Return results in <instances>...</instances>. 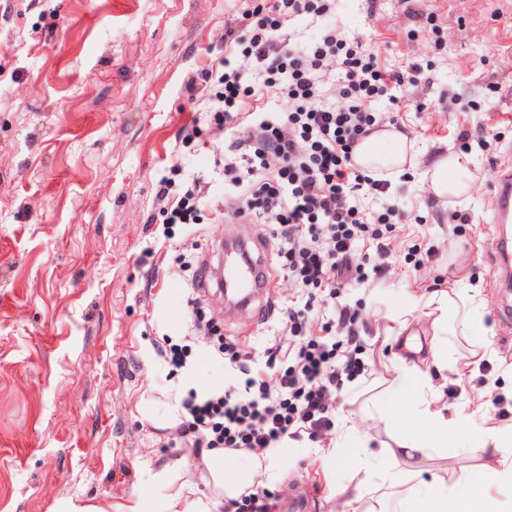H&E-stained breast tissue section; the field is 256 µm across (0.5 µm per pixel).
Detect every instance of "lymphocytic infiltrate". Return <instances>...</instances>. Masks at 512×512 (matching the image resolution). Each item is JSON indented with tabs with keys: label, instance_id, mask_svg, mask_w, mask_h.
<instances>
[{
	"label": "lymphocytic infiltrate",
	"instance_id": "f902f5d3",
	"mask_svg": "<svg viewBox=\"0 0 512 512\" xmlns=\"http://www.w3.org/2000/svg\"><path fill=\"white\" fill-rule=\"evenodd\" d=\"M335 0H263L226 26V54L209 79L216 89L207 110L216 129L230 136L224 167L222 216L260 218L271 227L281 268L300 299L280 321L284 344L264 351V370L252 352L201 326L197 344L223 361V390L188 389L180 401V427L188 447L263 458L284 441L319 443L336 427L345 385L368 377L362 355L365 320L347 299L353 286H382L388 235L396 209L369 218L356 203L365 194L390 195L385 171L368 175L356 160L359 142L378 132L368 104L403 74L386 75L359 45L335 26L302 45L285 33L300 16L325 17ZM343 67L340 99L327 101L331 60ZM264 73L262 85L245 84L246 71ZM288 97L287 111L273 106ZM162 234L198 237L199 213L208 204L199 183L162 178L157 192ZM374 247L380 263H355L358 249Z\"/></svg>",
	"mask_w": 512,
	"mask_h": 512
}]
</instances>
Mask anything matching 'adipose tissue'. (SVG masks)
<instances>
[{
	"label": "adipose tissue",
	"mask_w": 512,
	"mask_h": 512,
	"mask_svg": "<svg viewBox=\"0 0 512 512\" xmlns=\"http://www.w3.org/2000/svg\"><path fill=\"white\" fill-rule=\"evenodd\" d=\"M417 153L414 145L400 133L388 130L372 135L366 139L359 152V161L363 167L381 166L394 169L402 166H414ZM468 159L463 155L439 158L427 171L426 179L430 191L438 197L458 194L465 185L458 178ZM417 418L429 431L428 439H404L396 451L409 468L403 473H396L379 459L370 449L371 438L361 435L360 443L363 453L358 458V465L368 472L379 473L383 483L400 489L405 512H450L454 502L452 496H438L425 485L413 482V467L427 463L432 459L435 449L448 445V437L462 426L461 419L448 417L436 397L420 393L417 400ZM205 465L216 488L223 490L225 496H238L244 488L253 484L260 475V466L242 469L232 463L216 465L213 460H206ZM153 486L164 512H211L209 502L191 497L186 484L180 483L171 468L158 470L153 475Z\"/></svg>",
	"instance_id": "ef3b65f1"
}]
</instances>
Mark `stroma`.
<instances>
[{
  "mask_svg": "<svg viewBox=\"0 0 512 512\" xmlns=\"http://www.w3.org/2000/svg\"><path fill=\"white\" fill-rule=\"evenodd\" d=\"M237 0H0V512H54L73 497L121 512L151 499V475L178 467L196 496L213 497L202 453L181 432L142 416L169 401L157 348L194 335L190 274L168 276L179 248L157 238L158 181L179 163L184 182L210 198L224 187L223 132L209 128L193 85L224 57L225 23ZM336 28L361 42L381 70L419 68L422 83L388 89L372 104L422 152L395 178L399 216L393 263L379 292L353 291L366 322L365 386L349 384L324 447L295 444L261 486L287 502L318 493L313 512H402L401 497L355 465L358 437L388 453L416 422L421 391L434 393L466 432L422 466L432 484L472 473L453 491L459 512L512 491L488 482L512 435V331L495 311L492 282L495 165L512 163V0H336ZM202 135L180 146V130ZM487 132L467 172L480 173L467 201L430 199L422 171L459 152L461 127ZM472 217L455 224L454 212ZM455 224L453 236L440 227ZM414 244L438 255L414 262ZM151 251L148 263L140 255ZM453 262L459 296L448 311V363L434 364L430 318L435 278ZM417 312L406 314L408 303ZM202 313L239 345L262 352L271 321L230 315L221 295ZM493 369L483 375L481 361ZM402 382L400 394L391 387Z\"/></svg>",
  "mask_w": 512,
  "mask_h": 512,
  "instance_id": "35a3bbf8",
  "label": "stroma"
}]
</instances>
